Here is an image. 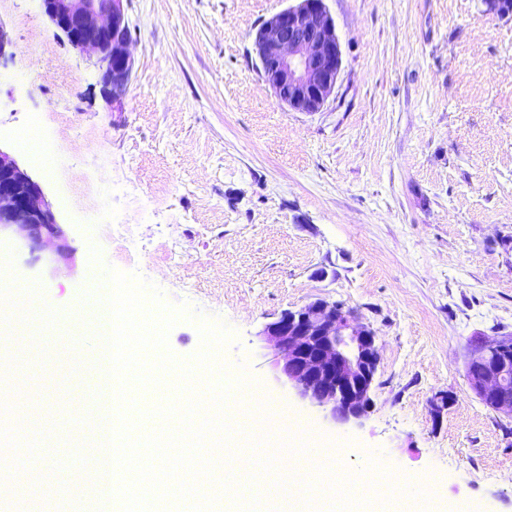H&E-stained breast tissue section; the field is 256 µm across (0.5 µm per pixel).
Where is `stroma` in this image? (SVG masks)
I'll list each match as a JSON object with an SVG mask.
<instances>
[{"label": "stroma", "instance_id": "1", "mask_svg": "<svg viewBox=\"0 0 512 512\" xmlns=\"http://www.w3.org/2000/svg\"><path fill=\"white\" fill-rule=\"evenodd\" d=\"M289 4L123 0L133 68L114 100L40 0H0V151L41 186L64 244L0 234L15 298L44 303L0 349L15 372L0 383V457L25 449L53 481L8 480L0 512H100L91 296L110 267L234 331L196 395L244 377L346 465L374 458L431 479L443 504L512 512V419L465 369L476 341L512 335V18L481 0H325L342 69L305 113L277 100L253 49ZM35 113L51 169L16 138ZM318 299L377 337L361 419L304 399L264 342Z\"/></svg>", "mask_w": 512, "mask_h": 512}]
</instances>
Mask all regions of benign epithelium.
I'll return each instance as SVG.
<instances>
[{"mask_svg": "<svg viewBox=\"0 0 512 512\" xmlns=\"http://www.w3.org/2000/svg\"><path fill=\"white\" fill-rule=\"evenodd\" d=\"M45 14L83 51L96 55L107 93L127 86L132 61L122 0H40ZM487 12L512 18V0H486ZM254 51L276 98L296 112H318L333 95L342 66L340 39L325 0H296L257 29ZM22 233L32 247L60 238L40 186L0 151V231ZM282 360L279 373L300 395L334 420L368 412L379 365L376 336L356 325L354 313L317 300L286 311L263 330ZM512 337L485 340L467 361L470 387L498 412L512 418V374L503 355Z\"/></svg>", "mask_w": 512, "mask_h": 512, "instance_id": "benign-epithelium-1", "label": "benign epithelium"}]
</instances>
